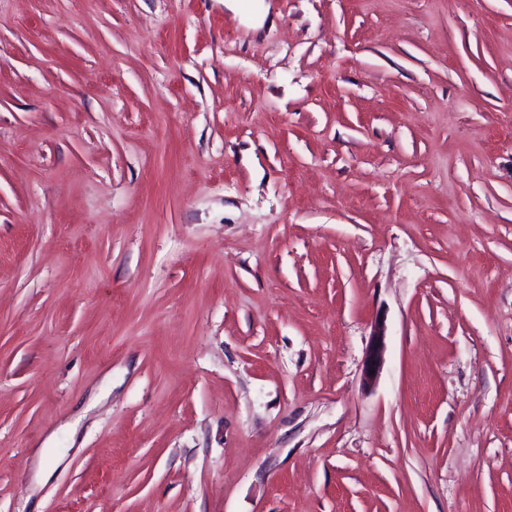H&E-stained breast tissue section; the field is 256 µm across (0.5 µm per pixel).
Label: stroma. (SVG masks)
Wrapping results in <instances>:
<instances>
[{"mask_svg": "<svg viewBox=\"0 0 512 512\" xmlns=\"http://www.w3.org/2000/svg\"><path fill=\"white\" fill-rule=\"evenodd\" d=\"M242 2L0 0V512H512V0ZM386 348V329L383 319H378L374 323L371 340L367 349L363 368V380L365 384H372L376 381L379 371L384 362V353ZM374 371V375H370Z\"/></svg>", "mask_w": 512, "mask_h": 512, "instance_id": "stroma-1", "label": "stroma"}]
</instances>
